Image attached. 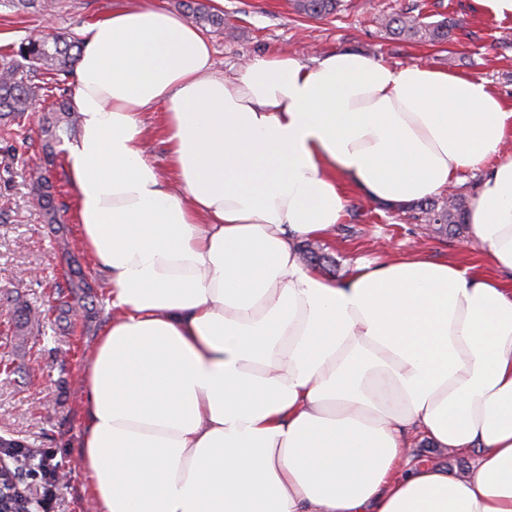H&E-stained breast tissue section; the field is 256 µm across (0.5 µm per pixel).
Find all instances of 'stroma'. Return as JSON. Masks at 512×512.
Instances as JSON below:
<instances>
[{"mask_svg": "<svg viewBox=\"0 0 512 512\" xmlns=\"http://www.w3.org/2000/svg\"><path fill=\"white\" fill-rule=\"evenodd\" d=\"M50 15L0 4V55L37 30L82 40V30L116 8L150 5L182 12V0H56ZM222 29H208L215 68L233 72L254 56L285 50L307 59L351 48L391 65L421 61L449 72L483 78L512 103V18L482 12L475 0H341L324 19L295 12L290 0H223ZM407 12L422 22L453 17L460 26L453 41L433 43L393 35L382 20ZM37 124L21 135L0 131V436L42 449L56 466L59 497L33 512H86L88 478L80 466L84 431L81 381L108 310L66 321L52 308L65 284L70 261H78L96 292L107 288L105 274L80 247L75 220L76 191L65 157L51 169L57 199L65 206L61 231L44 224L29 171L41 158ZM69 241L57 247V237ZM328 263L321 275L346 279L363 262L380 263L404 254L453 261L488 276L495 266L485 248L463 247L460 238L429 231L408 206L385 207L349 191L345 216L333 233L317 242ZM38 319L26 340L15 336L13 301Z\"/></svg>", "mask_w": 512, "mask_h": 512, "instance_id": "obj_1", "label": "stroma"}]
</instances>
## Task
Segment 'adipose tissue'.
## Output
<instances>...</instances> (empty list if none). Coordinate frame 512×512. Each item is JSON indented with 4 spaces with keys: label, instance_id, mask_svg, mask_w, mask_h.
Here are the masks:
<instances>
[{
    "label": "adipose tissue",
    "instance_id": "adipose-tissue-1",
    "mask_svg": "<svg viewBox=\"0 0 512 512\" xmlns=\"http://www.w3.org/2000/svg\"><path fill=\"white\" fill-rule=\"evenodd\" d=\"M67 147L113 315L84 375L94 512H512V107L490 82L350 49L227 76L153 6L89 25ZM163 108L169 174L141 116ZM499 271L421 255L328 279L298 252L351 184L410 205L467 172ZM472 456L412 459V436Z\"/></svg>",
    "mask_w": 512,
    "mask_h": 512
}]
</instances>
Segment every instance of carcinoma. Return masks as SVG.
I'll list each match as a JSON object with an SVG mask.
<instances>
[{"label": "carcinoma", "mask_w": 512, "mask_h": 512, "mask_svg": "<svg viewBox=\"0 0 512 512\" xmlns=\"http://www.w3.org/2000/svg\"><path fill=\"white\" fill-rule=\"evenodd\" d=\"M183 6L194 22L201 27L219 29L224 26V16L212 12L200 0H184ZM295 10L309 18L323 19L336 13L340 0H293ZM390 31L406 38H427L434 42H449L459 22L444 19L434 23H422L404 14L385 20ZM81 52V45L65 35L40 34L21 42L12 53L0 57V120L8 123L24 115L31 102L45 96L46 87L34 82L37 72L56 77L72 74ZM77 116L68 101L62 99L44 112L39 124L42 136L44 166L32 174L37 191V203L46 224H59L60 208L56 201V189L48 172L57 157L56 145L61 134L75 128ZM419 219L427 224H444L460 231L464 228L469 211L466 197L451 196L443 202L425 199L416 203ZM67 293H59L60 317L67 319L87 311L88 301L93 299L92 286L81 267H69L66 273Z\"/></svg>", "instance_id": "carcinoma-1"}]
</instances>
